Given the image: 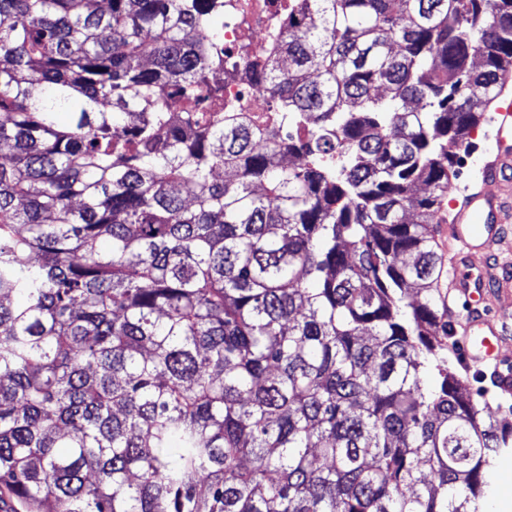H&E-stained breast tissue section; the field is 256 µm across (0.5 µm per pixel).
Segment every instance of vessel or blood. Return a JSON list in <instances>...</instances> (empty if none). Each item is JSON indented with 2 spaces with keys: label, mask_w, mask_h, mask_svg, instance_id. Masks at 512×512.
Wrapping results in <instances>:
<instances>
[{
  "label": "vessel or blood",
  "mask_w": 512,
  "mask_h": 512,
  "mask_svg": "<svg viewBox=\"0 0 512 512\" xmlns=\"http://www.w3.org/2000/svg\"><path fill=\"white\" fill-rule=\"evenodd\" d=\"M497 151L481 167V183L455 201L453 214L436 228L442 242L459 246L448 268L446 296L460 308L452 335L469 368L499 366L502 347L512 335V318L493 305L512 292V267L493 263L492 243L512 233V102L496 110Z\"/></svg>",
  "instance_id": "obj_1"
}]
</instances>
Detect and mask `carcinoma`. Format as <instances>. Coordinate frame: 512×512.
I'll return each instance as SVG.
<instances>
[{
	"label": "carcinoma",
	"instance_id": "1",
	"mask_svg": "<svg viewBox=\"0 0 512 512\" xmlns=\"http://www.w3.org/2000/svg\"><path fill=\"white\" fill-rule=\"evenodd\" d=\"M224 111L215 0H0V491L25 512H483L428 218L512 0H288ZM224 110L227 105L246 121H257L268 127L278 125L284 112H269L270 99L264 89L248 81L225 80L223 85Z\"/></svg>",
	"mask_w": 512,
	"mask_h": 512
}]
</instances>
